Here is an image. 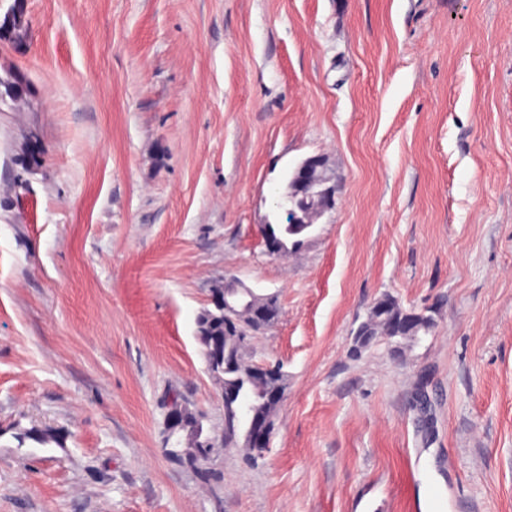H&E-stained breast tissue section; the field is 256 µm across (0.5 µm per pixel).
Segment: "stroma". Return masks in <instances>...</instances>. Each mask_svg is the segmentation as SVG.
Returning <instances> with one entry per match:
<instances>
[{
	"label": "stroma",
	"mask_w": 512,
	"mask_h": 512,
	"mask_svg": "<svg viewBox=\"0 0 512 512\" xmlns=\"http://www.w3.org/2000/svg\"><path fill=\"white\" fill-rule=\"evenodd\" d=\"M0 40V512H512V0H27ZM336 206L267 256L289 168ZM234 275L288 388L258 464L195 318ZM433 333L354 352L382 294ZM316 167L328 169L325 159L320 155H311L301 160L296 166L291 169L294 182L298 185L307 188L311 185L310 175ZM173 438H175V441L171 443ZM181 444L184 445L183 448L177 450ZM166 446H170V448H165L169 456L189 464L191 467L196 468L201 474L206 472L207 467L205 466L210 462L212 454L214 453L209 454L207 448H197L195 446L194 436L189 431H185L180 439L171 435L166 436Z\"/></svg>",
	"instance_id": "1"
}]
</instances>
